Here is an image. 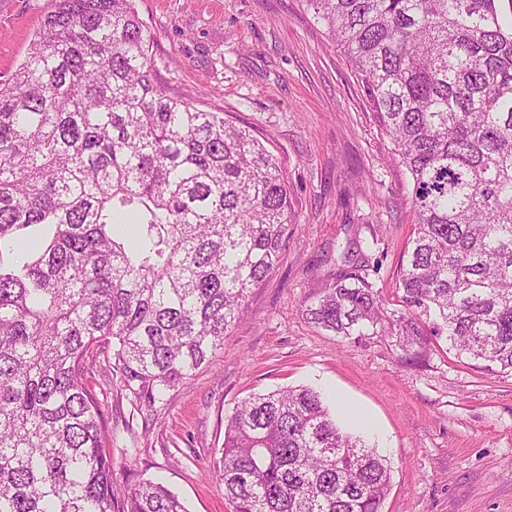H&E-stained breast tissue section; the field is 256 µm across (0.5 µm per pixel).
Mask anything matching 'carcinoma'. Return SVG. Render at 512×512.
<instances>
[{"mask_svg": "<svg viewBox=\"0 0 512 512\" xmlns=\"http://www.w3.org/2000/svg\"><path fill=\"white\" fill-rule=\"evenodd\" d=\"M348 56L405 168L404 311L337 275L306 308L417 364L512 374V21L500 0H302ZM134 0H51L0 79V512H188L116 488L89 366L136 407L224 348L288 238V186L249 131L156 84ZM214 468L230 512H383L391 461L310 387L233 408Z\"/></svg>", "mask_w": 512, "mask_h": 512, "instance_id": "cac0c4a2", "label": "carcinoma"}]
</instances>
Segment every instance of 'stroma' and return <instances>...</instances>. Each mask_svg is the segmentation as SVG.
<instances>
[{
	"mask_svg": "<svg viewBox=\"0 0 512 512\" xmlns=\"http://www.w3.org/2000/svg\"><path fill=\"white\" fill-rule=\"evenodd\" d=\"M50 0H0V77L24 60ZM155 79L223 113L274 154L293 230L224 349L153 417L108 392L113 479L162 482L189 512H228L214 458L243 398L306 386L392 462L384 512H512V375L437 346L405 362L384 336L310 322L327 277L356 251L387 309L412 232L407 178L345 53L300 0H135Z\"/></svg>",
	"mask_w": 512,
	"mask_h": 512,
	"instance_id": "1",
	"label": "stroma"
}]
</instances>
